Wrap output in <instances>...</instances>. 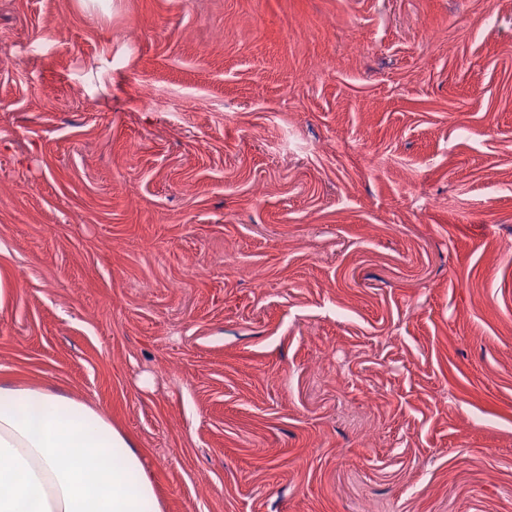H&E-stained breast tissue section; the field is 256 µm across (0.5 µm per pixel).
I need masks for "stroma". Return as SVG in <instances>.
<instances>
[{"instance_id": "1", "label": "stroma", "mask_w": 512, "mask_h": 512, "mask_svg": "<svg viewBox=\"0 0 512 512\" xmlns=\"http://www.w3.org/2000/svg\"><path fill=\"white\" fill-rule=\"evenodd\" d=\"M2 49L1 379L166 512H512V0H0Z\"/></svg>"}]
</instances>
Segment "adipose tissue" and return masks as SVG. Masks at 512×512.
I'll list each match as a JSON object with an SVG mask.
<instances>
[{
	"label": "adipose tissue",
	"mask_w": 512,
	"mask_h": 512,
	"mask_svg": "<svg viewBox=\"0 0 512 512\" xmlns=\"http://www.w3.org/2000/svg\"><path fill=\"white\" fill-rule=\"evenodd\" d=\"M0 512H165L136 444L93 406L0 383Z\"/></svg>",
	"instance_id": "1"
}]
</instances>
